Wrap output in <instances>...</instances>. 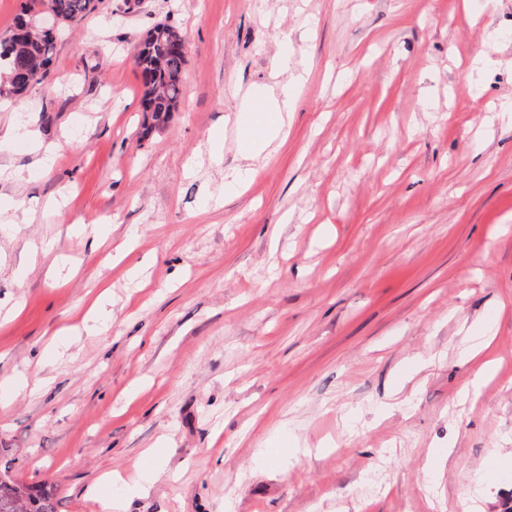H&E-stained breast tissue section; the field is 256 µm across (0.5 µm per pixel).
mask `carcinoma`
Returning a JSON list of instances; mask_svg holds the SVG:
<instances>
[{
	"instance_id": "cac0c4a2",
	"label": "carcinoma",
	"mask_w": 512,
	"mask_h": 512,
	"mask_svg": "<svg viewBox=\"0 0 512 512\" xmlns=\"http://www.w3.org/2000/svg\"><path fill=\"white\" fill-rule=\"evenodd\" d=\"M99 0H30L24 13H35L45 7L76 23L98 9ZM57 33L34 32L22 38H0V96L18 100L38 82L53 61ZM140 74L142 107L147 115L145 130L167 126L171 114L181 101L187 65L186 53L178 50L158 26L148 30L134 56ZM3 477L10 484L0 487V512H8L4 500L22 492L24 501L18 512H58L55 490L45 484L26 486Z\"/></svg>"
}]
</instances>
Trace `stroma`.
<instances>
[{
	"mask_svg": "<svg viewBox=\"0 0 512 512\" xmlns=\"http://www.w3.org/2000/svg\"><path fill=\"white\" fill-rule=\"evenodd\" d=\"M159 22L188 63L145 137ZM284 81L287 140L225 193ZM7 131L0 467L59 512L107 475L127 512H460L496 453L483 512L512 506V0H101Z\"/></svg>",
	"mask_w": 512,
	"mask_h": 512,
	"instance_id": "obj_1",
	"label": "stroma"
}]
</instances>
